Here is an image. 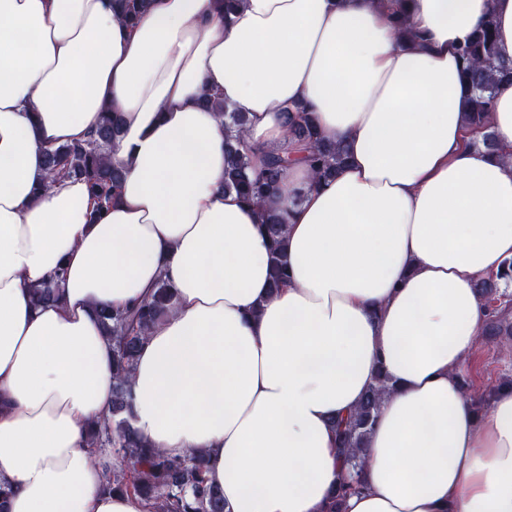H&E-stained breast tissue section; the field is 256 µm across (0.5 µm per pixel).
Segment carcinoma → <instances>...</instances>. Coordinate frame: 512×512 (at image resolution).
Instances as JSON below:
<instances>
[{
    "mask_svg": "<svg viewBox=\"0 0 512 512\" xmlns=\"http://www.w3.org/2000/svg\"><path fill=\"white\" fill-rule=\"evenodd\" d=\"M148 6L149 0H116L120 20L127 26L134 25ZM459 56L462 78L473 92L465 121L484 131L483 144L493 152L496 141L490 112L496 88L512 83V61L505 62L497 56L495 31L490 20L460 47ZM205 103L224 114L225 130L236 132L226 140L230 160L224 169V189L235 191L244 201L261 209V226L270 246L271 287L275 290L283 288L288 281L284 261L285 219L269 208L267 201L278 189L282 169L288 165L289 157L270 155L262 169H253L250 154L257 147L244 142L240 136L247 123L246 115L225 106L216 97L205 99ZM120 133L118 113L107 110L88 140L63 144L45 154L47 179L52 181L66 175L86 183L95 217L112 206L123 179L122 170L113 166L110 159ZM288 134L303 146L305 160L316 182L335 176L347 161L345 150L323 139L309 119L299 123L295 118H289ZM64 276V270L60 269L52 278L33 285L35 303L60 301ZM511 287L512 259L505 261L496 274L475 285L480 299L491 307L485 335L498 340L502 347L512 346ZM173 303L172 288L162 279L140 303L122 311L106 308L100 311L105 332L113 341L115 383L112 407L103 421L94 426L92 437L99 447L112 449L118 461V464L105 468L104 489L133 492L147 503L149 512H225L224 494L210 482L207 462L202 455L192 452L183 458L171 457L146 443L131 423L129 382L137 354L154 326L171 313ZM392 386L383 370H378L373 385L356 409L334 423L336 445L348 465V476L336 486L325 512H343L346 499L364 490L363 449L382 398Z\"/></svg>",
    "mask_w": 512,
    "mask_h": 512,
    "instance_id": "carcinoma-1",
    "label": "carcinoma"
}]
</instances>
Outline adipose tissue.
I'll return each mask as SVG.
<instances>
[{
    "instance_id": "obj_1",
    "label": "adipose tissue",
    "mask_w": 512,
    "mask_h": 512,
    "mask_svg": "<svg viewBox=\"0 0 512 512\" xmlns=\"http://www.w3.org/2000/svg\"><path fill=\"white\" fill-rule=\"evenodd\" d=\"M405 9L417 40L391 18ZM493 17L512 60V0H0V486L8 512H147L104 490L92 428L112 403L97 311L158 280L176 307L139 351L132 424L197 451L226 512H322L345 472L332 421L384 371L364 492L344 512H512V392L476 414L461 369L488 318L475 284L512 258V85L500 147H475L457 48ZM245 113L288 284L270 289L256 208L224 188L223 116ZM301 108L348 164L317 183L288 136ZM120 113L119 198L97 221L83 181L44 155ZM65 269L60 302L32 285Z\"/></svg>"
}]
</instances>
